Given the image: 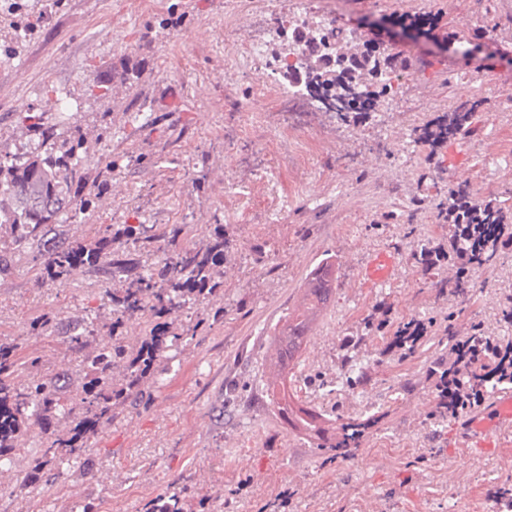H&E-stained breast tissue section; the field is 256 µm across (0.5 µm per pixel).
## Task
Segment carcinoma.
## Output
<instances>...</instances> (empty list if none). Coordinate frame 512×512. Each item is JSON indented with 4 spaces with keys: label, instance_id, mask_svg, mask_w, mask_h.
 I'll return each instance as SVG.
<instances>
[{
    "label": "carcinoma",
    "instance_id": "obj_1",
    "mask_svg": "<svg viewBox=\"0 0 512 512\" xmlns=\"http://www.w3.org/2000/svg\"><path fill=\"white\" fill-rule=\"evenodd\" d=\"M399 23L406 29L436 27L420 15H402ZM275 36V56L286 61L282 79L288 90L346 122L356 123L374 112L381 98L393 91V76L409 66L406 57L368 41L355 53L345 52L347 36L341 31L325 33L320 19L309 20L302 29L290 21L278 26ZM472 112L473 103L461 102L413 129V134L436 149L461 134ZM22 125L31 147L23 153L0 151V229L10 232L8 239H0V276L10 272L18 252L29 254L37 277L45 282L94 272L112 285L107 291L111 320L102 328L87 321L64 324L49 313L30 321V334L56 332L67 349L81 357L84 378L70 395L69 379L36 373L39 358L23 360L18 345L0 343V470L14 466L25 450L24 437L34 434L36 471L80 463L91 472L90 433L111 424L116 409L137 405L144 380L169 370L163 356L168 344L189 335L190 329L171 315L223 294L224 281L216 268L224 262L228 241L222 224L208 225L201 248H175L183 224H166L158 232L152 224H108L89 242L62 237L60 227L75 212L94 209L98 200L95 195L80 196L90 178L79 153L83 137L76 130L66 135L31 115L23 117ZM442 216L450 224L455 252L468 263L491 265L512 248V214L499 200L451 188ZM161 240L172 250L155 264L143 263V254ZM336 287V262L331 258L307 271L300 298L274 328L267 396L301 439L341 455L359 447L370 422L330 417L300 400L288 377ZM437 287L464 299L473 283L457 273L441 279ZM146 314L155 324L140 341L130 343V320ZM26 372L32 377L24 382ZM186 493L183 487L159 501L167 512H184Z\"/></svg>",
    "mask_w": 512,
    "mask_h": 512
}]
</instances>
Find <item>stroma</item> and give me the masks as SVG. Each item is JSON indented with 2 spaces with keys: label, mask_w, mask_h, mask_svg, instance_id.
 Wrapping results in <instances>:
<instances>
[{
  "label": "stroma",
  "mask_w": 512,
  "mask_h": 512,
  "mask_svg": "<svg viewBox=\"0 0 512 512\" xmlns=\"http://www.w3.org/2000/svg\"><path fill=\"white\" fill-rule=\"evenodd\" d=\"M324 6L358 40L384 17L429 15L432 44L397 41L410 67L372 116L345 124L302 106L266 64L242 62L243 42L267 41L266 17ZM481 44L479 60L462 50ZM477 102L465 133L438 150L411 130L458 102ZM63 122L84 135L95 210L67 226L91 239L99 224H182L198 246L222 224L231 241L217 275L219 321L196 325L166 350L169 370L144 386L146 402L117 409L89 439L93 476L64 466L52 484L19 486L30 458L0 473V512H146L187 485L212 512H512L491 489H512V436L493 455L462 446V419L433 415L428 369L460 332L512 339L502 310L512 295V252L471 274L466 308L440 293L435 271L412 258L447 247L439 209L448 188L506 200L512 191V0H0V150L26 143L20 115ZM149 155V165L136 157ZM116 168H109V161ZM396 252L393 283L366 286L357 266L370 251ZM338 261L334 302L309 336L293 385L334 417L372 420L346 457L291 433L270 404L271 333L299 298L307 269ZM110 316L101 278L43 284L25 255L0 277V341L15 342L40 371L80 380V358L30 320ZM427 327L414 352L390 349L399 328Z\"/></svg>",
  "instance_id": "stroma-1"
}]
</instances>
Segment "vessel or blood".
<instances>
[{
    "label": "vessel or blood",
    "mask_w": 512,
    "mask_h": 512,
    "mask_svg": "<svg viewBox=\"0 0 512 512\" xmlns=\"http://www.w3.org/2000/svg\"><path fill=\"white\" fill-rule=\"evenodd\" d=\"M398 271L394 252L381 249L368 253L358 266L357 276L372 285L390 280ZM512 430V391L496 394L489 408L471 414L463 428L464 446L472 454H489L502 446L501 437Z\"/></svg>",
    "instance_id": "vessel-or-blood-1"
}]
</instances>
